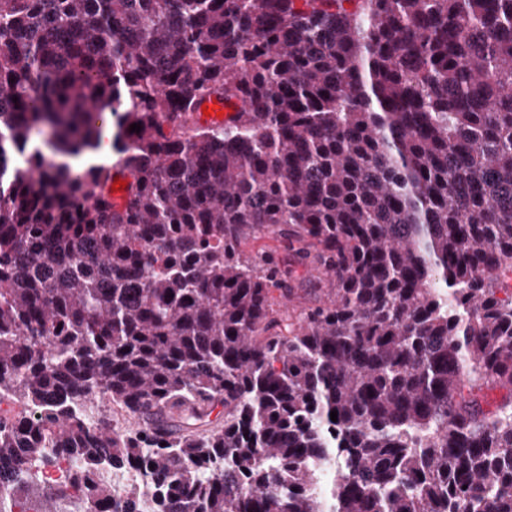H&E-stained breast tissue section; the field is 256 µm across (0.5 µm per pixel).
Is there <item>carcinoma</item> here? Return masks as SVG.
Returning <instances> with one entry per match:
<instances>
[{"instance_id": "1", "label": "carcinoma", "mask_w": 512, "mask_h": 512, "mask_svg": "<svg viewBox=\"0 0 512 512\" xmlns=\"http://www.w3.org/2000/svg\"><path fill=\"white\" fill-rule=\"evenodd\" d=\"M509 267L512 0H0V512H512ZM288 284L293 288H307L305 293L311 299L319 294L318 288H325V281L319 278L315 272H310L309 267L300 265L294 261L288 263Z\"/></svg>"}]
</instances>
